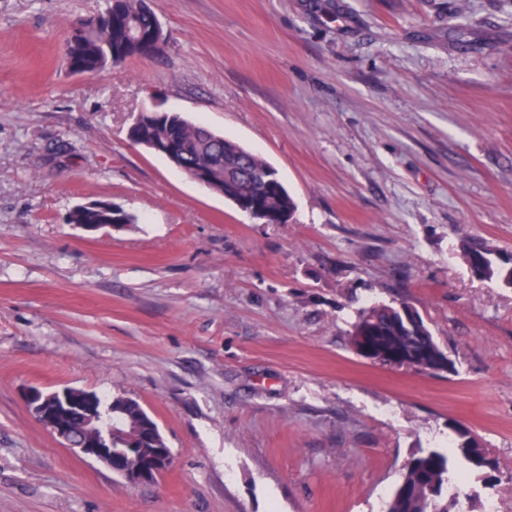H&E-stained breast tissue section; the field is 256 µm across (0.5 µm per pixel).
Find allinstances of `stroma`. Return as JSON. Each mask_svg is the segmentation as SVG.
<instances>
[{
	"label": "stroma",
	"instance_id": "1",
	"mask_svg": "<svg viewBox=\"0 0 512 512\" xmlns=\"http://www.w3.org/2000/svg\"><path fill=\"white\" fill-rule=\"evenodd\" d=\"M152 0L163 51L70 74L104 0H0V512H384L459 422L494 475L464 512H512V0ZM252 150L292 195L258 224L131 144L147 107ZM107 200L137 216L67 223ZM404 301L455 370L358 355ZM136 399L174 462L132 484L32 416L28 388ZM492 250L484 246L483 244H471L463 249V260L464 263L469 267L470 261L478 262L481 268L480 276L479 278L482 279H500L502 278L503 274L506 272V266L511 263L512 255H506V259L499 258L500 256H497V260L499 259L502 264L499 263V261H496L492 258L493 256Z\"/></svg>",
	"mask_w": 512,
	"mask_h": 512
}]
</instances>
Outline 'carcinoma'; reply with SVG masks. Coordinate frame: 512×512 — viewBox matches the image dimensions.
<instances>
[{
	"instance_id": "obj_1",
	"label": "carcinoma",
	"mask_w": 512,
	"mask_h": 512,
	"mask_svg": "<svg viewBox=\"0 0 512 512\" xmlns=\"http://www.w3.org/2000/svg\"><path fill=\"white\" fill-rule=\"evenodd\" d=\"M112 29L107 30L86 22L80 23L77 33L67 42L68 68L77 74L95 73L117 65L131 57L139 56L134 34L150 32L155 12L146 0H112ZM141 129L147 135L176 142L185 159L188 173L209 168L216 183L225 185L229 175L242 170L235 183L236 192L247 198L250 207L271 217H291L295 202L272 167L257 154L248 158L240 154V147L231 139L218 140L211 130L199 123L186 125L169 113L160 116L157 109H146L141 115ZM112 221V211L96 208H75L69 212L71 224H105ZM464 263L477 262L480 278L500 279L506 265L512 263V255L496 261L493 252L482 244H471L463 249ZM400 311L389 304H373L361 309L349 331L352 346L363 333L374 337L378 344L380 364L390 365L396 359L421 354L423 371L431 372L443 351L436 343L431 330L424 322L409 330L399 322ZM113 407L121 411L122 427L126 438L137 448H165V440H154L145 434L143 419L148 417L141 404L130 397L112 398ZM456 435L455 446L444 454L436 450L422 451L414 455L405 466L399 484L386 503L385 512H460V499L448 493L450 484V455L455 454L474 470H484L475 450L465 445L471 430L457 424L452 427Z\"/></svg>"
}]
</instances>
